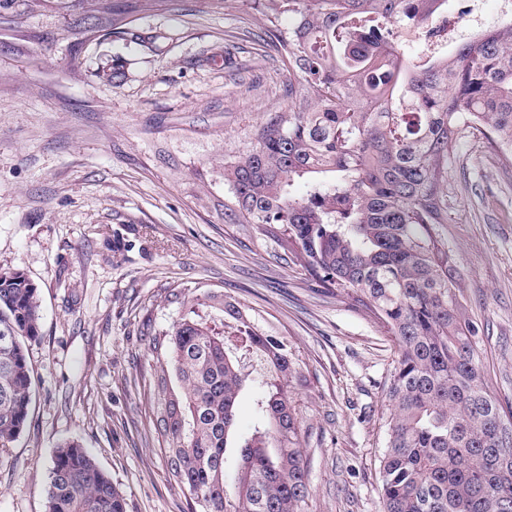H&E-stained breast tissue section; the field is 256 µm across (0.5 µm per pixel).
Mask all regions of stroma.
Instances as JSON below:
<instances>
[{"label":"stroma","instance_id":"1","mask_svg":"<svg viewBox=\"0 0 512 512\" xmlns=\"http://www.w3.org/2000/svg\"><path fill=\"white\" fill-rule=\"evenodd\" d=\"M263 0H7L0 6V270L38 288L33 396L0 448V512H44L56 448L77 441L126 512H188L149 385L146 320L225 292L285 337L310 466L308 512H380L379 421L393 343L327 290L294 244L227 224L219 172L285 107ZM120 80H109L113 69ZM455 260L492 396L512 411V159L465 129L448 156ZM181 288L180 299L170 298Z\"/></svg>","mask_w":512,"mask_h":512}]
</instances>
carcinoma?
I'll return each instance as SVG.
<instances>
[{"mask_svg": "<svg viewBox=\"0 0 512 512\" xmlns=\"http://www.w3.org/2000/svg\"><path fill=\"white\" fill-rule=\"evenodd\" d=\"M266 36L288 66L286 107L255 142L224 162L226 224L288 233L304 268L343 290L395 346L380 421L381 512H512V414L490 395L452 255L448 155L464 127L488 128L512 148V25L481 31L450 58L422 60L394 27L427 26L444 0H270ZM282 13L292 17L277 28ZM306 191H292L297 180ZM233 323L224 334V320ZM0 447L24 429L31 402L25 342L41 336L38 288L0 271ZM161 375L154 409L170 473L191 512H305L311 493L288 343L260 331L241 303L205 290L149 341ZM252 351L270 374L258 425L225 455ZM175 376L182 389L169 387ZM45 512H126L111 477L81 444H61Z\"/></svg>", "mask_w": 512, "mask_h": 512, "instance_id": "carcinoma-1", "label": "carcinoma"}]
</instances>
